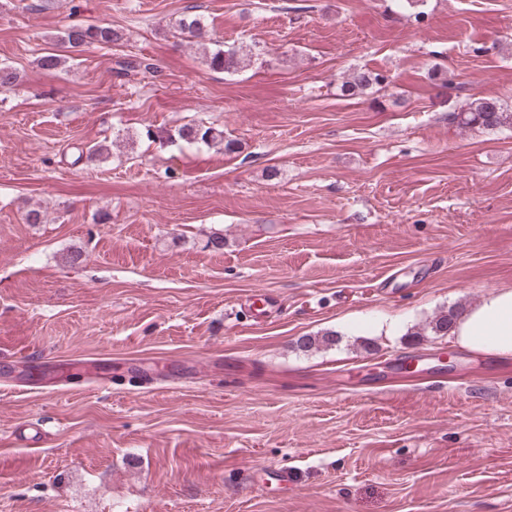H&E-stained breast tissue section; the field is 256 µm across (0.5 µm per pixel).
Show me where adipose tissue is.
Returning <instances> with one entry per match:
<instances>
[{
	"instance_id": "obj_1",
	"label": "adipose tissue",
	"mask_w": 512,
	"mask_h": 512,
	"mask_svg": "<svg viewBox=\"0 0 512 512\" xmlns=\"http://www.w3.org/2000/svg\"><path fill=\"white\" fill-rule=\"evenodd\" d=\"M451 334L470 351L512 357V287L486 293L456 318Z\"/></svg>"
}]
</instances>
